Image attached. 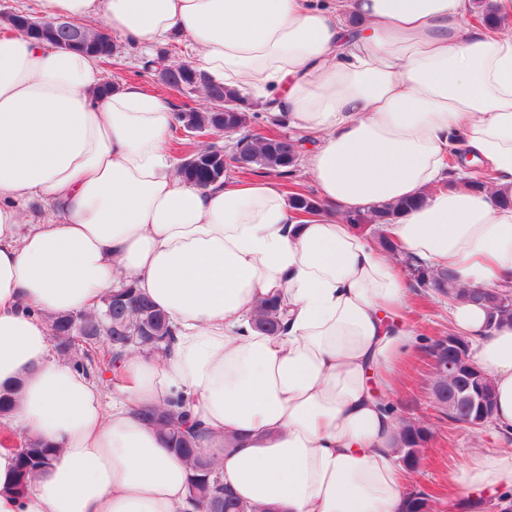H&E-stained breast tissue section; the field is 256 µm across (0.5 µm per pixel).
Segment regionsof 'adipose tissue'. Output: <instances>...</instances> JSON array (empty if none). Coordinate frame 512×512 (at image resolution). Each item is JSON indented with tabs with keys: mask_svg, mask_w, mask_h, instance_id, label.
Wrapping results in <instances>:
<instances>
[{
	"mask_svg": "<svg viewBox=\"0 0 512 512\" xmlns=\"http://www.w3.org/2000/svg\"><path fill=\"white\" fill-rule=\"evenodd\" d=\"M132 47L180 38L191 65L315 142L303 168L338 212L304 217L261 176L201 190L167 150L171 105L105 90L95 58L0 37V389L5 421L55 457L0 512H196L188 467L135 411L184 399L224 486L258 512H400L411 473L377 389L414 342L401 262L459 287H512V32L473 0H39ZM412 201L379 249L348 218ZM33 201L50 214H25ZM131 284L175 329L112 391L51 350L56 315ZM276 300L283 328L252 325ZM512 437V322L448 305ZM448 481L512 505V452L474 450Z\"/></svg>",
	"mask_w": 512,
	"mask_h": 512,
	"instance_id": "1",
	"label": "adipose tissue"
}]
</instances>
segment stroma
Segmentation results:
<instances>
[{
    "instance_id": "1",
    "label": "stroma",
    "mask_w": 512,
    "mask_h": 512,
    "mask_svg": "<svg viewBox=\"0 0 512 512\" xmlns=\"http://www.w3.org/2000/svg\"><path fill=\"white\" fill-rule=\"evenodd\" d=\"M168 55L159 50L143 53L116 42L115 52L102 70L113 84L140 83L146 92L166 98L174 111L200 109L203 101L198 93H179L161 80L162 69L187 62L189 50L184 43H168ZM151 68H144L145 60ZM404 276L410 291L409 319L416 333V342L397 368L394 391L388 395L396 416L424 426L428 440L421 452V462L411 487L433 495L439 506L448 503V474L463 468L472 448H512V439L500 435L493 426L475 430L460 423L448 422L437 408L433 396L432 359L429 348L439 338L447 336L448 296L431 288L419 287L412 265H404Z\"/></svg>"
}]
</instances>
